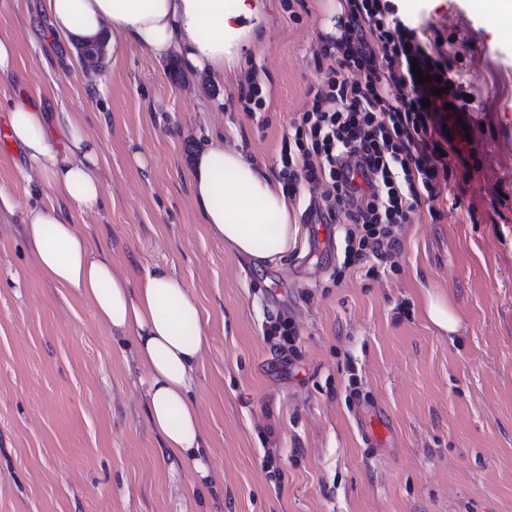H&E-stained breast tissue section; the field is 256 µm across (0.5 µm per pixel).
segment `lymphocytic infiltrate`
I'll return each instance as SVG.
<instances>
[{
	"instance_id": "obj_1",
	"label": "lymphocytic infiltrate",
	"mask_w": 512,
	"mask_h": 512,
	"mask_svg": "<svg viewBox=\"0 0 512 512\" xmlns=\"http://www.w3.org/2000/svg\"><path fill=\"white\" fill-rule=\"evenodd\" d=\"M338 27L319 48L337 66L309 87L313 104L282 145L280 176L291 190L321 188L328 219L344 215L345 265L380 264L400 249L396 226L450 178L448 147L468 102L453 59L386 0H347ZM420 69L430 82L419 83Z\"/></svg>"
}]
</instances>
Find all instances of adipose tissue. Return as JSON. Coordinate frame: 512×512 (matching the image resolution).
<instances>
[{
  "label": "adipose tissue",
  "mask_w": 512,
  "mask_h": 512,
  "mask_svg": "<svg viewBox=\"0 0 512 512\" xmlns=\"http://www.w3.org/2000/svg\"><path fill=\"white\" fill-rule=\"evenodd\" d=\"M54 37L107 38L112 50L137 46L162 59L178 54L186 69L211 76L236 67L237 49L254 42L267 17L261 0H43ZM9 133L38 179L40 203L24 215L23 233L42 277L75 291L113 334L131 337L147 372L150 426L172 456L199 478L209 475L194 373L209 345L194 290L166 266L137 280L112 270L73 215L102 203L100 148L71 112L48 130L44 112L15 102ZM192 197L209 233L256 268L276 266L298 244L301 226L282 185L268 168L214 138L194 158Z\"/></svg>",
  "instance_id": "obj_1"
}]
</instances>
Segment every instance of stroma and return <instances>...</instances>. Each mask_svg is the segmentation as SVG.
<instances>
[{
	"label": "stroma",
	"mask_w": 512,
	"mask_h": 512,
	"mask_svg": "<svg viewBox=\"0 0 512 512\" xmlns=\"http://www.w3.org/2000/svg\"><path fill=\"white\" fill-rule=\"evenodd\" d=\"M344 3L265 0L259 45L212 79L138 47L92 71L47 23L29 26L39 0H0V38L17 44L0 117L17 101L75 113L100 144L104 198L80 230L114 272L168 266L201 302L210 342L191 395L211 470L196 481L150 429L132 342L41 277L22 225L36 195L12 145L0 150L14 205L0 212V512H512V26L484 0H398L422 12L425 39L443 35L469 85L455 139L468 164L398 227L377 272L344 267V234L320 223L307 185L291 199L296 250L261 270L193 204V156L210 138L280 172L282 137L334 64L317 50ZM251 75L265 104L250 112ZM431 292L457 333L429 321ZM278 315L297 330L283 354L263 336Z\"/></svg>",
	"instance_id": "obj_1"
}]
</instances>
